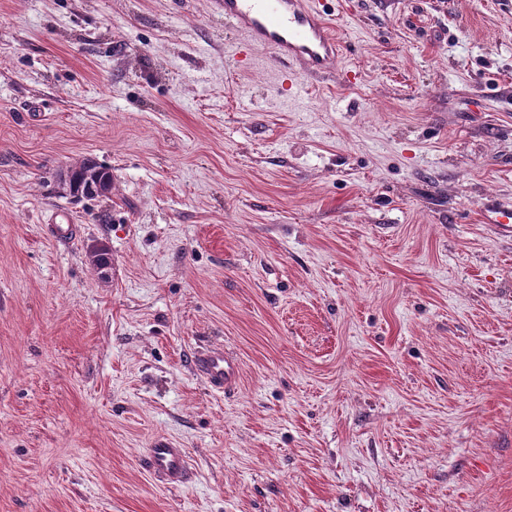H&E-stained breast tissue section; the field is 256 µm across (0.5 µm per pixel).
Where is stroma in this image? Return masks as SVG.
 Here are the masks:
<instances>
[{"mask_svg":"<svg viewBox=\"0 0 512 512\" xmlns=\"http://www.w3.org/2000/svg\"><path fill=\"white\" fill-rule=\"evenodd\" d=\"M334 26L285 101L210 0H0V512H512V0ZM193 365L201 378L216 391H229L235 387L240 374L238 359L224 347L212 346L198 353ZM144 469L163 485L177 487L186 483L189 463L183 448L167 439L156 440L142 455Z\"/></svg>","mask_w":512,"mask_h":512,"instance_id":"stroma-1","label":"stroma"}]
</instances>
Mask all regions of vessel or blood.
Returning <instances> with one entry per match:
<instances>
[{
    "mask_svg": "<svg viewBox=\"0 0 512 512\" xmlns=\"http://www.w3.org/2000/svg\"><path fill=\"white\" fill-rule=\"evenodd\" d=\"M224 23L240 35L247 46L268 52L271 64L288 77L287 98L301 90V79L318 76L335 65L342 45L329 20L333 0H221ZM193 365L214 390L235 387L240 365L223 347L198 353ZM145 470L161 484L177 487L186 483L189 463L183 449L165 439L156 440L142 455Z\"/></svg>",
    "mask_w": 512,
    "mask_h": 512,
    "instance_id": "b4317fda",
    "label": "vessel or blood"
}]
</instances>
